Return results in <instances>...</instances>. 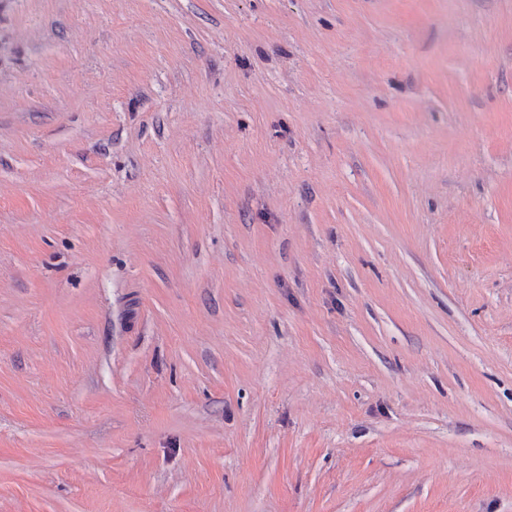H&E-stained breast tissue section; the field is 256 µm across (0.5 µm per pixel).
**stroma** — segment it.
Segmentation results:
<instances>
[{"mask_svg": "<svg viewBox=\"0 0 512 512\" xmlns=\"http://www.w3.org/2000/svg\"><path fill=\"white\" fill-rule=\"evenodd\" d=\"M0 512H512V0H0Z\"/></svg>", "mask_w": 512, "mask_h": 512, "instance_id": "35a3bbf8", "label": "stroma"}]
</instances>
